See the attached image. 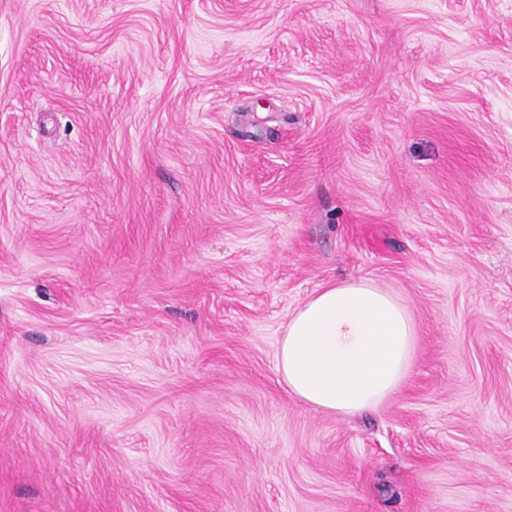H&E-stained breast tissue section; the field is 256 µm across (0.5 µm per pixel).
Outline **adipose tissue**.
Instances as JSON below:
<instances>
[{
  "mask_svg": "<svg viewBox=\"0 0 512 512\" xmlns=\"http://www.w3.org/2000/svg\"><path fill=\"white\" fill-rule=\"evenodd\" d=\"M416 343L406 308L365 281L331 283L301 303L278 348L290 393L330 412L380 405L404 380Z\"/></svg>",
  "mask_w": 512,
  "mask_h": 512,
  "instance_id": "ef3b65f1",
  "label": "adipose tissue"
}]
</instances>
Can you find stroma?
I'll list each match as a JSON object with an SVG mask.
<instances>
[{
  "mask_svg": "<svg viewBox=\"0 0 512 512\" xmlns=\"http://www.w3.org/2000/svg\"><path fill=\"white\" fill-rule=\"evenodd\" d=\"M352 280L344 415L277 349ZM0 512H512V0H0ZM416 336L406 306L388 291L365 281L330 283L288 320L278 371L288 391L315 408L371 410L406 377Z\"/></svg>",
  "mask_w": 512,
  "mask_h": 512,
  "instance_id": "stroma-1",
  "label": "stroma"
}]
</instances>
